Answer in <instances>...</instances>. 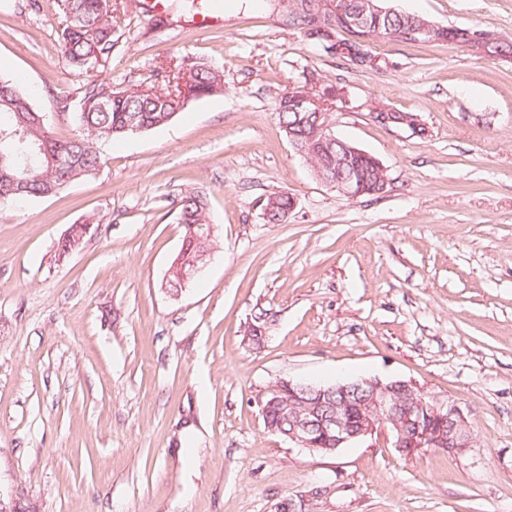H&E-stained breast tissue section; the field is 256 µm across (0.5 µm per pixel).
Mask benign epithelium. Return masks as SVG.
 <instances>
[{"instance_id":"benign-epithelium-1","label":"benign epithelium","mask_w":512,"mask_h":512,"mask_svg":"<svg viewBox=\"0 0 512 512\" xmlns=\"http://www.w3.org/2000/svg\"><path fill=\"white\" fill-rule=\"evenodd\" d=\"M288 106L297 118H329L327 107L332 101L345 99V91L326 88L319 95L303 91L285 94ZM317 132L328 139H336L345 156L336 167V173L319 176V180L349 198L364 194L363 186L352 171V161L365 156V152L350 142L335 138L330 122L317 127ZM199 245L196 258L191 263L183 259L186 247H181L169 272L179 271V283L166 281V287L177 292L198 272L210 258L209 241L197 235ZM335 396L343 404L353 406L355 413L328 407ZM267 405L279 408L294 402L309 401L311 408L306 416L293 415L287 429L265 423L268 431L288 440L295 448L313 454H332L340 448L365 442L374 435L388 430L394 437L395 448L404 456H412L424 448H445L450 453L462 452L472 447V433L467 417L453 400L440 402L429 396L413 380H382L363 378L353 382H338L331 386L279 380L265 392Z\"/></svg>"}]
</instances>
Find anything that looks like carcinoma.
I'll use <instances>...</instances> for the list:
<instances>
[{
	"label": "carcinoma",
	"instance_id": "1",
	"mask_svg": "<svg viewBox=\"0 0 512 512\" xmlns=\"http://www.w3.org/2000/svg\"><path fill=\"white\" fill-rule=\"evenodd\" d=\"M304 0H280L282 13L288 25L303 29L306 35L320 42L325 52L371 61L370 45L378 41L413 43L410 35L414 27L428 23V19L394 11L376 20L368 16L362 29L352 27V15L370 8L369 0H337L340 13L334 24L319 26L302 8ZM58 15V33L68 64L82 72L98 59H107L112 52V5L109 0H54ZM481 43L491 47L490 53L502 56L512 52L509 44L494 41L488 32L450 26L443 28V40L451 44H470L475 35ZM176 70L174 79H186L191 98L213 95L224 91V72L205 64H184L169 61ZM16 84L0 78V201L46 197L57 194L72 182L90 176L101 166V156L93 141L128 135L129 122L148 131L166 125L184 107L172 98L171 92L154 88H127L115 90L111 85L89 83L82 90L75 120L80 133L60 140L51 135L42 114L29 97L12 92ZM279 122L283 129H291L293 139L306 148L305 156L316 174L336 171V159L342 156L340 146L323 141L315 135L316 119L299 121L295 114L279 106ZM58 153L71 157L73 167L68 171L55 168L50 158ZM358 175L374 186L379 172L369 159H358ZM25 182V190L16 193L10 178ZM293 195L286 191L271 193L263 204V216L269 224H281L292 209ZM180 222L195 226L201 237L211 236V224L203 204L196 196L186 195L180 200Z\"/></svg>",
	"mask_w": 512,
	"mask_h": 512
}]
</instances>
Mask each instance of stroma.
<instances>
[{
    "mask_svg": "<svg viewBox=\"0 0 512 512\" xmlns=\"http://www.w3.org/2000/svg\"><path fill=\"white\" fill-rule=\"evenodd\" d=\"M225 2L209 30L180 0L162 15L111 0L112 52L77 76L53 0H0V77L58 139L78 128L57 97L87 82L166 90L175 58L224 72L222 93L166 126L96 141L92 176L0 202V494L30 512H512V55L380 42L381 66L362 68L286 25L274 0ZM387 4L512 42V0ZM331 86L347 94L333 130L383 164L381 194L318 181L279 124L281 96ZM277 191L297 204L269 224ZM188 193L214 251L173 293ZM374 377L456 401L472 448L405 457L385 432L319 455L264 425L277 380ZM294 196L286 191L271 193L263 204V216L269 224H282L292 212Z\"/></svg>",
    "mask_w": 512,
    "mask_h": 512,
    "instance_id": "35a3bbf8",
    "label": "stroma"
}]
</instances>
